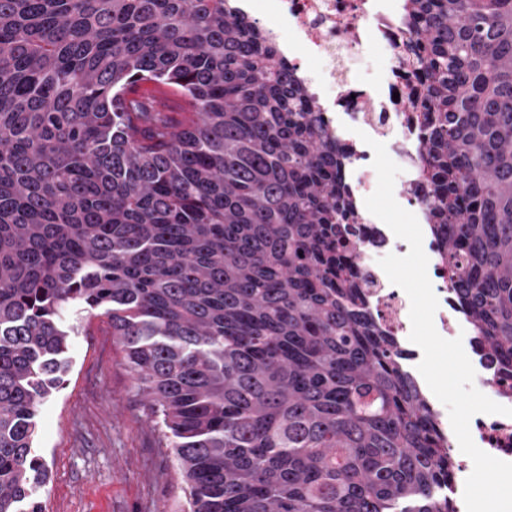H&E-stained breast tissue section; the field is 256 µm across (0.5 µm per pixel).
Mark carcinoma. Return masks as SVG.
<instances>
[{
  "instance_id": "obj_1",
  "label": "carcinoma",
  "mask_w": 512,
  "mask_h": 512,
  "mask_svg": "<svg viewBox=\"0 0 512 512\" xmlns=\"http://www.w3.org/2000/svg\"><path fill=\"white\" fill-rule=\"evenodd\" d=\"M403 9L442 260L511 366L512 0ZM305 92L236 0H0V512H45L33 441L73 304L107 318L189 512H453ZM154 106L164 112H191L185 100L167 89L155 90L152 92Z\"/></svg>"
}]
</instances>
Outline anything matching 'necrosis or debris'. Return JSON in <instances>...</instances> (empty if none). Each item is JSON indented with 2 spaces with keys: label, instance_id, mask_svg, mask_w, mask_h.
Segmentation results:
<instances>
[{
  "label": "necrosis or debris",
  "instance_id": "obj_1",
  "mask_svg": "<svg viewBox=\"0 0 512 512\" xmlns=\"http://www.w3.org/2000/svg\"><path fill=\"white\" fill-rule=\"evenodd\" d=\"M243 12L274 37L280 58L305 85L343 155L359 248L353 268L356 281L376 323L395 341H408L410 299L378 264L388 254H402L408 245L366 209L364 200L377 187L369 146L375 140L385 144L400 166L403 196L418 222L429 221L421 156L424 130L419 113L410 106L418 88V71L408 62L416 45L414 22L404 15L400 0H246ZM373 50L381 59L373 80L351 77L349 59ZM306 58L323 61L324 71L303 67ZM447 234V229L430 228L423 236L428 277L439 302L435 328L440 336L461 338L469 346L480 389L494 402L512 407V370L483 353L441 260V241ZM471 436L481 450L512 462V417L474 415Z\"/></svg>",
  "mask_w": 512,
  "mask_h": 512
}]
</instances>
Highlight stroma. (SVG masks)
I'll return each instance as SVG.
<instances>
[{"mask_svg":"<svg viewBox=\"0 0 512 512\" xmlns=\"http://www.w3.org/2000/svg\"><path fill=\"white\" fill-rule=\"evenodd\" d=\"M66 320L72 366L34 440L49 471L46 512H188L174 453L158 446L106 319L73 308Z\"/></svg>","mask_w":512,"mask_h":512,"instance_id":"stroma-1","label":"stroma"}]
</instances>
